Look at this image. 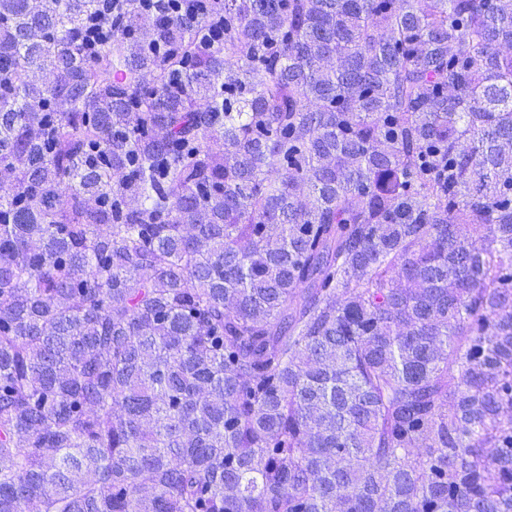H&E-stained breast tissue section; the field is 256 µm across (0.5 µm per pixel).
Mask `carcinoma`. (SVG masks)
<instances>
[{
	"label": "carcinoma",
	"instance_id": "cac0c4a2",
	"mask_svg": "<svg viewBox=\"0 0 512 512\" xmlns=\"http://www.w3.org/2000/svg\"><path fill=\"white\" fill-rule=\"evenodd\" d=\"M99 9L0 0V512H512V0ZM100 2H103L102 4V10L101 14L97 15L96 19L93 21L94 25L90 32L88 33L87 37V47L92 48L96 42L98 44L101 43L102 40L107 38L110 34H112V26H109L106 23L98 24L100 21H103L106 17V15H110L112 13V16H114L115 10L117 5L121 2L118 0H114L113 2H110L109 0H100ZM105 22V21H103ZM97 44V45H98ZM142 9L153 15L176 16L192 19L202 12L197 10L195 2L186 0H141Z\"/></svg>",
	"mask_w": 512,
	"mask_h": 512
}]
</instances>
